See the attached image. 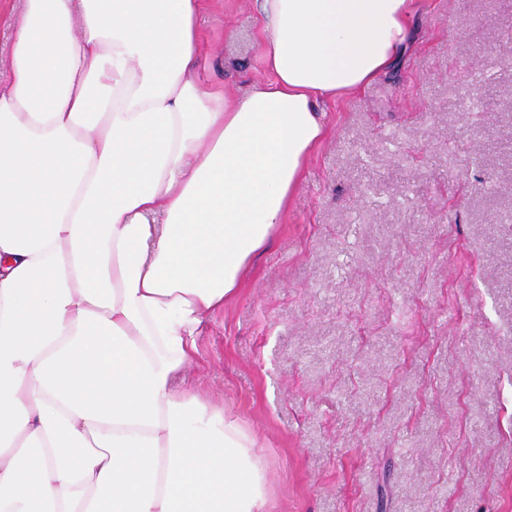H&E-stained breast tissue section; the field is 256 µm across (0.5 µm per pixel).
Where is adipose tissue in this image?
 Returning a JSON list of instances; mask_svg holds the SVG:
<instances>
[{"mask_svg": "<svg viewBox=\"0 0 512 512\" xmlns=\"http://www.w3.org/2000/svg\"><path fill=\"white\" fill-rule=\"evenodd\" d=\"M415 0H255L265 78L203 85L205 0H22L0 85V512H266L255 440L176 387L283 223L323 101Z\"/></svg>", "mask_w": 512, "mask_h": 512, "instance_id": "adipose-tissue-1", "label": "adipose tissue"}]
</instances>
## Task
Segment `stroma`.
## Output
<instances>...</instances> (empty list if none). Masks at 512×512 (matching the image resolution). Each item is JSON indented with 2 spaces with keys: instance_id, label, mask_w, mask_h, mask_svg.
Here are the masks:
<instances>
[{
  "instance_id": "1",
  "label": "stroma",
  "mask_w": 512,
  "mask_h": 512,
  "mask_svg": "<svg viewBox=\"0 0 512 512\" xmlns=\"http://www.w3.org/2000/svg\"><path fill=\"white\" fill-rule=\"evenodd\" d=\"M184 382L247 428L268 512H512V0H417ZM228 92L254 0L200 21Z\"/></svg>"
}]
</instances>
